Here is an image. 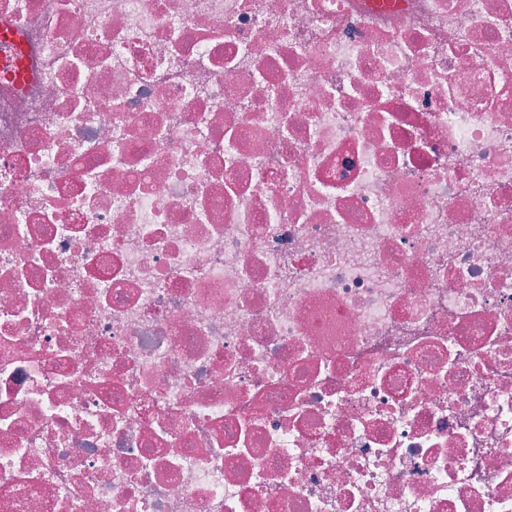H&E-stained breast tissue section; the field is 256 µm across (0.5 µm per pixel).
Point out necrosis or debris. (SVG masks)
<instances>
[{
    "label": "necrosis or debris",
    "mask_w": 512,
    "mask_h": 512,
    "mask_svg": "<svg viewBox=\"0 0 512 512\" xmlns=\"http://www.w3.org/2000/svg\"><path fill=\"white\" fill-rule=\"evenodd\" d=\"M0 21V512H512V0Z\"/></svg>",
    "instance_id": "4bbe7bcc"
}]
</instances>
